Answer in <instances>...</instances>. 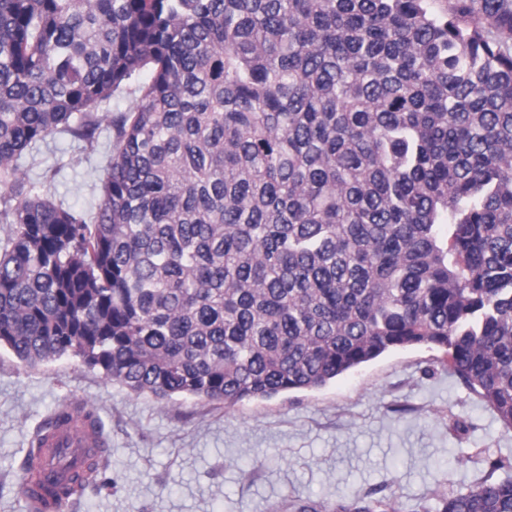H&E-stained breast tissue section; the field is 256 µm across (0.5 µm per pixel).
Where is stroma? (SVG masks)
Here are the masks:
<instances>
[{
  "instance_id": "stroma-1",
  "label": "stroma",
  "mask_w": 512,
  "mask_h": 512,
  "mask_svg": "<svg viewBox=\"0 0 512 512\" xmlns=\"http://www.w3.org/2000/svg\"><path fill=\"white\" fill-rule=\"evenodd\" d=\"M113 95L92 147L48 135L26 158L28 178L55 202L92 210L111 159ZM62 403L99 417L110 487L64 512H290L292 500L367 494L406 512L464 489L485 458L512 457V427L452 375L443 351L390 352L316 391L231 407L161 402L76 358L28 366L0 352V512H25L21 465L37 429Z\"/></svg>"
}]
</instances>
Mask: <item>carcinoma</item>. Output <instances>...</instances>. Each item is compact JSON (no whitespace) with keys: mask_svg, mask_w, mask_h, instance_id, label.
Listing matches in <instances>:
<instances>
[{"mask_svg":"<svg viewBox=\"0 0 512 512\" xmlns=\"http://www.w3.org/2000/svg\"><path fill=\"white\" fill-rule=\"evenodd\" d=\"M0 0V349L232 406L443 350L512 426V0ZM112 116L87 216L22 172ZM69 504L106 469L93 410ZM436 512H512L486 459ZM294 512H404L386 498Z\"/></svg>","mask_w":512,"mask_h":512,"instance_id":"cac0c4a2","label":"carcinoma"}]
</instances>
